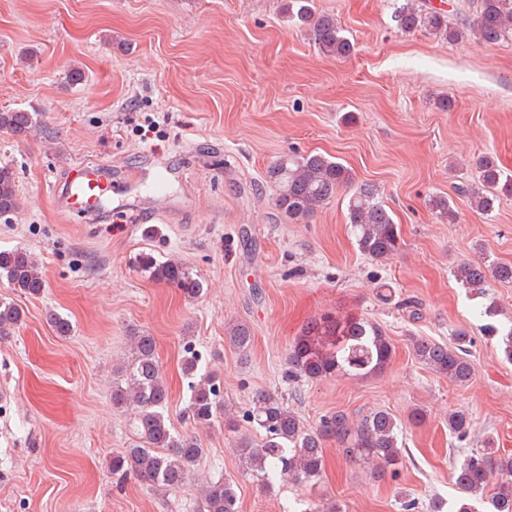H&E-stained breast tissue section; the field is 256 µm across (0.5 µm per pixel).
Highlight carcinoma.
<instances>
[{
	"instance_id": "1",
	"label": "carcinoma",
	"mask_w": 512,
	"mask_h": 512,
	"mask_svg": "<svg viewBox=\"0 0 512 512\" xmlns=\"http://www.w3.org/2000/svg\"><path fill=\"white\" fill-rule=\"evenodd\" d=\"M467 8L468 13L458 25L443 12L406 0L396 8L394 20L403 31L419 30L449 42L466 35L484 44L512 40V0H468ZM286 12L307 29L323 53L338 58L352 53L353 45L342 34L336 18L316 12L313 0H287ZM0 130L23 138L34 131L47 132L37 114L26 110L0 111ZM478 169V180L462 187V193L470 197L477 210L487 213L499 195L512 194V180L503 175L490 154L482 157ZM266 181L274 190V206L294 223L307 221L342 188L353 187L347 204L348 221L360 252L381 261L392 258L400 249L399 227L377 187L354 184L352 172L325 155L283 156L268 168ZM21 205L14 170L0 165V216L17 212ZM143 265L155 281L178 289L188 299L197 298L203 291L202 281L178 261L158 263L148 255ZM454 276L464 287L482 295L491 280L512 283V263L485 259L465 262L456 267ZM0 279L29 296H38L46 288L31 252L24 248L0 251ZM482 315L503 316L499 324H487L485 328L490 336L501 339L505 358L512 361V317L495 306L477 313ZM21 321L20 309L1 298L0 338L10 336ZM227 339L242 352L252 343L251 331L244 324L233 325ZM130 341L132 359L124 366L123 381L112 386V406L131 412L138 442L112 456V475L120 482L133 477L166 494L179 492L189 486L192 468L204 448L196 435L174 434L164 417L168 389L156 359L154 338L141 333L130 336ZM472 344L465 329L455 332L450 345L412 338L416 357L458 385L467 383L473 374L474 363L468 350ZM393 354V344L380 325L352 313L331 311L308 321L294 338L288 352V377L311 381L336 375L366 378L384 371ZM198 367L197 353L185 350L184 374L199 377L191 385L190 417L198 428L206 430L219 422V387L212 374H198ZM246 419L261 438H242L237 453L243 474L265 490L288 483H315L322 476L324 447L330 441L342 447L347 460L371 466L377 478L401 463V428L385 409L369 412L356 424L338 411L322 416L316 428L308 429L283 398L261 390L252 396ZM448 431L460 441L467 440L472 433L469 414L461 410L448 413ZM451 476L459 498L450 506L443 499H435L429 505L430 512H475V500L486 502L492 512H512L511 455H498L492 448H470L454 462ZM198 494V512H239L232 481L210 480L199 487Z\"/></svg>"
}]
</instances>
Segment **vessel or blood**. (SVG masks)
I'll use <instances>...</instances> for the list:
<instances>
[{"label":"vessel or blood","instance_id":"vessel-or-blood-1","mask_svg":"<svg viewBox=\"0 0 512 512\" xmlns=\"http://www.w3.org/2000/svg\"><path fill=\"white\" fill-rule=\"evenodd\" d=\"M112 193V168L96 162L74 165L54 189L62 210L103 218Z\"/></svg>","mask_w":512,"mask_h":512}]
</instances>
